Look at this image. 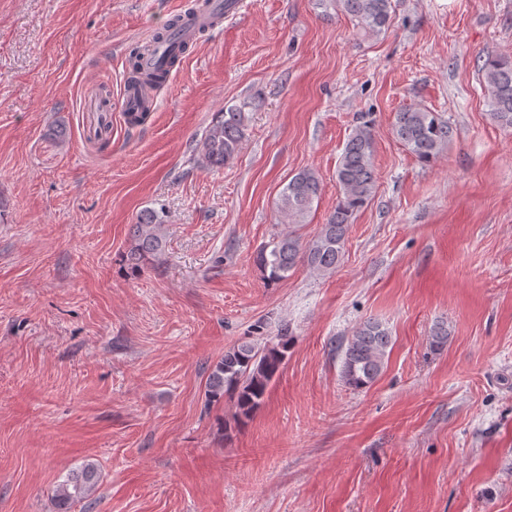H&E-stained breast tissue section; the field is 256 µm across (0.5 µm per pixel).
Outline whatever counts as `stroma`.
I'll list each match as a JSON object with an SVG mask.
<instances>
[{"instance_id": "stroma-1", "label": "stroma", "mask_w": 512, "mask_h": 512, "mask_svg": "<svg viewBox=\"0 0 512 512\" xmlns=\"http://www.w3.org/2000/svg\"><path fill=\"white\" fill-rule=\"evenodd\" d=\"M394 4L362 38L317 0H247L131 126L129 53L187 0H0V512H54L87 461L92 512H512V129L478 71L483 51L512 56V0ZM104 90L103 149L86 105ZM246 100L238 156L198 167L213 113ZM411 104L453 127L433 164L391 133ZM361 112L378 187L340 264L266 285L259 246L325 224ZM303 168L321 197L281 225ZM153 208L165 251L132 276L129 228ZM369 319L392 344L355 390L337 345ZM283 326L285 363L234 426L233 400L206 398L209 368ZM322 191V178L312 169L298 171L281 191L276 203L281 224L305 223Z\"/></svg>"}]
</instances>
